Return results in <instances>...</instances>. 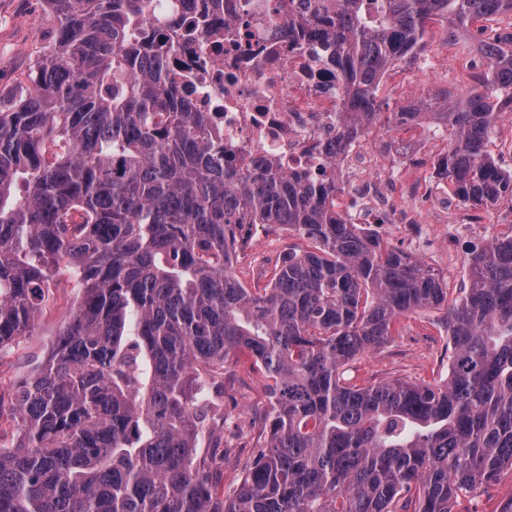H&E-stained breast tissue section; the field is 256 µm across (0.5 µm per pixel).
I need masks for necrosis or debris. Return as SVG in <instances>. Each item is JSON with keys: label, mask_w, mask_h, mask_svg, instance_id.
<instances>
[{"label": "necrosis or debris", "mask_w": 512, "mask_h": 512, "mask_svg": "<svg viewBox=\"0 0 512 512\" xmlns=\"http://www.w3.org/2000/svg\"><path fill=\"white\" fill-rule=\"evenodd\" d=\"M320 6L336 3L180 0L170 81L223 138L225 168L335 179L343 188L336 210L372 232L437 224L451 233L497 223L493 211L469 214L438 179L437 161L448 147L444 127L428 119L398 124L388 147L363 132L345 134L342 114L350 103L341 93L336 45L313 19ZM204 13L209 27L185 38Z\"/></svg>", "instance_id": "1"}]
</instances>
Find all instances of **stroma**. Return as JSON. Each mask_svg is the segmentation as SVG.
Wrapping results in <instances>:
<instances>
[{"label":"stroma","mask_w":512,"mask_h":512,"mask_svg":"<svg viewBox=\"0 0 512 512\" xmlns=\"http://www.w3.org/2000/svg\"><path fill=\"white\" fill-rule=\"evenodd\" d=\"M43 0H0V96L10 97L21 85L28 83L35 60L45 49L43 26H55V19H42ZM447 41L445 29L436 22H428L422 50L437 54L443 52ZM447 52V51H444ZM448 60L440 64L426 81L421 93L404 87H380L376 99L382 111L416 100L424 95L435 98L449 91L467 92L474 84L476 71L467 67L464 55L458 50L447 52ZM503 221L494 227L476 225L467 237L454 247L432 242L430 249L421 253V260L438 271L448 290L449 300L461 295L468 280V259L473 250L484 246L492 237L512 234V203L499 205ZM244 251L236 261V274L249 288L255 287L258 268L275 271L280 256L289 247L308 248L309 240L275 231L267 224H254ZM79 287L61 289V305L45 308L38 313L26 336L8 349L6 370L12 384H19L41 365L49 354L62 324L79 299ZM449 349L447 347L444 313L426 310L400 318L388 341L379 349L361 355L344 369L343 376L359 385L383 381L433 383L446 378ZM224 387V421L213 425L201 436L199 447L210 453L212 447L224 446V461L217 468V489L232 494L243 479L249 463L263 440V429L270 403L267 380L245 354L229 356L224 371L218 377ZM512 499V469H504L497 480L485 483L476 490L460 493L454 501L453 512H495L496 508Z\"/></svg>","instance_id":"obj_1"}]
</instances>
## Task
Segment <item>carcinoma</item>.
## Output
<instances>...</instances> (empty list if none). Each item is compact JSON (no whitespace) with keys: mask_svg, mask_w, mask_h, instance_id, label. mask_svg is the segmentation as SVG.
I'll return each instance as SVG.
<instances>
[{"mask_svg":"<svg viewBox=\"0 0 512 512\" xmlns=\"http://www.w3.org/2000/svg\"><path fill=\"white\" fill-rule=\"evenodd\" d=\"M58 38L33 90L0 101V349L26 335L62 271L82 295L50 356L15 391L20 439L0 446V512H452L458 492L512 468V235L472 252L446 312L448 379L350 385L340 369L394 322L448 301L443 277L349 224L339 184L224 175V144L169 88L171 19L152 0H46ZM512 0H336L326 21L351 101L378 116L377 78L434 16L456 29ZM481 89L427 103L448 128L438 175L474 207L512 201L485 147L512 112V37L487 44ZM246 224L315 242L269 284L233 269ZM247 352L271 381L270 435L231 498L197 439L206 385Z\"/></svg>","mask_w":512,"mask_h":512,"instance_id":"obj_1","label":"carcinoma"}]
</instances>
